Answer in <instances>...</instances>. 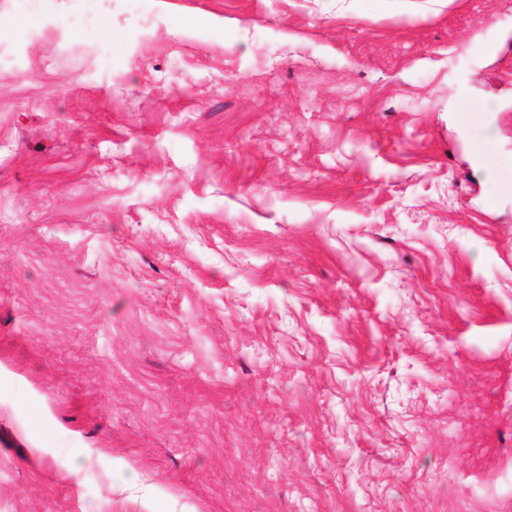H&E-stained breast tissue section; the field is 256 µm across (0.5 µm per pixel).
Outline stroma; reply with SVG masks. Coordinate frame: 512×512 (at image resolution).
I'll return each mask as SVG.
<instances>
[{
    "label": "stroma",
    "mask_w": 512,
    "mask_h": 512,
    "mask_svg": "<svg viewBox=\"0 0 512 512\" xmlns=\"http://www.w3.org/2000/svg\"><path fill=\"white\" fill-rule=\"evenodd\" d=\"M75 5L0 0V512H512V0ZM91 4L69 16V25L76 30H90L97 26L101 16V6L104 2L112 0H87Z\"/></svg>",
    "instance_id": "obj_1"
}]
</instances>
